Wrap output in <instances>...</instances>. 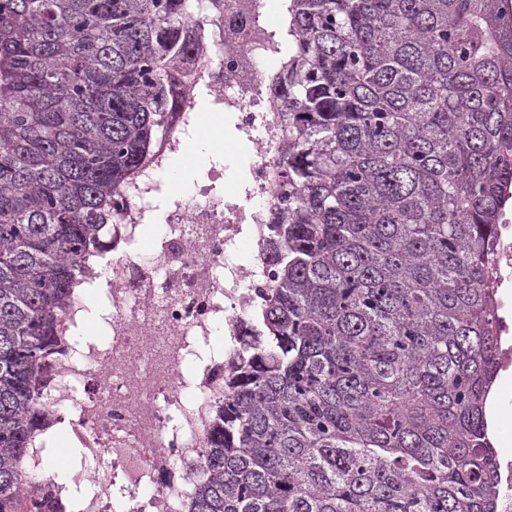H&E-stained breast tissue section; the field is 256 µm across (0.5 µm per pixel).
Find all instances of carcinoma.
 Listing matches in <instances>:
<instances>
[{
	"label": "carcinoma",
	"mask_w": 512,
	"mask_h": 512,
	"mask_svg": "<svg viewBox=\"0 0 512 512\" xmlns=\"http://www.w3.org/2000/svg\"><path fill=\"white\" fill-rule=\"evenodd\" d=\"M192 0L0 4V512H57L60 318L203 51ZM261 328L224 377L189 512H496L497 225L512 0H290Z\"/></svg>",
	"instance_id": "carcinoma-1"
}]
</instances>
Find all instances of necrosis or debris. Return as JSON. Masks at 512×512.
I'll return each mask as SVG.
<instances>
[{
    "label": "necrosis or debris",
    "instance_id": "1",
    "mask_svg": "<svg viewBox=\"0 0 512 512\" xmlns=\"http://www.w3.org/2000/svg\"><path fill=\"white\" fill-rule=\"evenodd\" d=\"M269 0H224L223 14L205 8L211 42L190 68L184 104L167 113L154 161L116 197L112 258L104 313L92 316L75 298L62 316L66 337L55 358L51 416L68 423L93 456L81 472L92 493L49 480L64 512H185L224 377L256 332L252 315L265 303L275 268L262 256L241 263L242 241L259 245L268 216L284 209L274 183L284 137L282 110L266 61L280 53L268 22ZM233 114L253 144L247 179L230 193L209 186L165 195L162 231L148 253L135 251L160 192L159 172L171 154L197 139L195 101ZM501 289L495 319L500 372H512V224L498 228L493 254ZM101 335H91V327ZM223 333L224 343L212 339Z\"/></svg>",
    "mask_w": 512,
    "mask_h": 512
}]
</instances>
